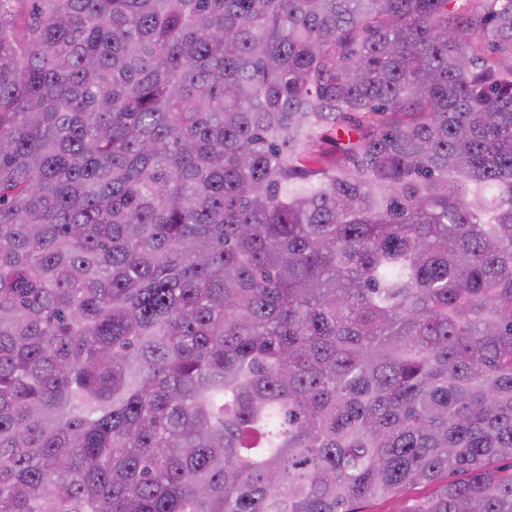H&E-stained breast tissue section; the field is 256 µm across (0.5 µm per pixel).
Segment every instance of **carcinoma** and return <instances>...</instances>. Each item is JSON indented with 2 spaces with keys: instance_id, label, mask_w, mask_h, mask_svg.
I'll return each mask as SVG.
<instances>
[{
  "instance_id": "obj_1",
  "label": "carcinoma",
  "mask_w": 512,
  "mask_h": 512,
  "mask_svg": "<svg viewBox=\"0 0 512 512\" xmlns=\"http://www.w3.org/2000/svg\"><path fill=\"white\" fill-rule=\"evenodd\" d=\"M504 458L512 0H0V512H512ZM346 139V132L341 129L327 128L321 132L313 150L317 152L322 160L328 161L334 156L336 152V142L338 140L344 141ZM432 489V487L428 486H418L408 489L392 498L362 499L357 504V507H359V511L361 512H403L409 508L414 500L430 494Z\"/></svg>"
}]
</instances>
